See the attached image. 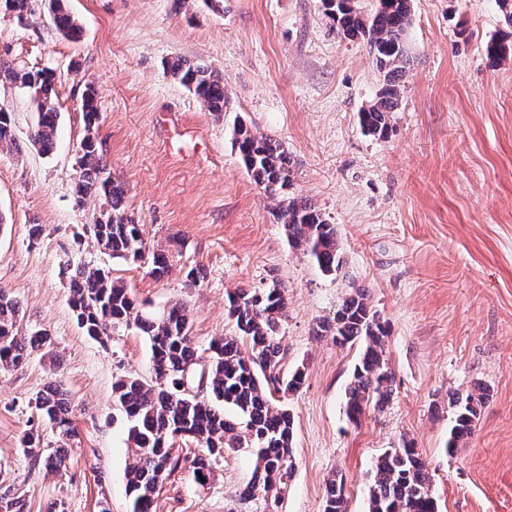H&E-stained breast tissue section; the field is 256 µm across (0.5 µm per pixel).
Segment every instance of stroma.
<instances>
[{
  "instance_id": "1",
  "label": "stroma",
  "mask_w": 512,
  "mask_h": 512,
  "mask_svg": "<svg viewBox=\"0 0 512 512\" xmlns=\"http://www.w3.org/2000/svg\"><path fill=\"white\" fill-rule=\"evenodd\" d=\"M82 28L62 37L48 0L23 19L0 14V60L56 75V147L28 139L35 107L26 89L0 84L14 149L0 148V286L19 301L26 331L47 330L54 359L33 355L0 371V488L14 486L31 512H130L127 427L114 406L117 378L153 375L147 340L113 329L87 336L69 308L65 259L111 271L139 308L175 303L192 314L199 351L235 333L224 299L278 282L288 299L283 372L305 381L282 397L294 418L292 477L276 512H323L332 474L348 512H368L373 460L413 439L433 479L439 512H512V56L493 62L487 42L512 34L496 0H412L410 63L394 130L365 133L358 114L382 81L366 45L338 35L323 0H66ZM223 72V118L167 72L173 57ZM98 91L97 147L123 181L127 208L148 243L181 246L168 276L112 259L88 226L103 206L77 199L85 83ZM282 141L292 192L338 229L342 266L322 273L289 246L267 197L232 146L235 123ZM42 227L39 238L30 225ZM199 268L200 282L186 273ZM367 289L387 321L383 355L394 395L347 422L344 394L358 348L314 336L351 289ZM52 381L70 391L77 434L63 478L31 469L20 438L31 405ZM482 383L490 399L473 435L448 454L454 391ZM254 461L225 451L207 485L189 468L163 484L155 512H263L242 505Z\"/></svg>"
}]
</instances>
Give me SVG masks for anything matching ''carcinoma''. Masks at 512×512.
Returning a JSON list of instances; mask_svg holds the SVG:
<instances>
[{"mask_svg":"<svg viewBox=\"0 0 512 512\" xmlns=\"http://www.w3.org/2000/svg\"><path fill=\"white\" fill-rule=\"evenodd\" d=\"M339 0L326 6L337 34L366 43L383 86L376 99L359 113L361 128L378 138L392 131L393 112L400 104V83L408 56L404 37L412 24L411 0H376L369 15ZM52 20L66 38L76 40L80 28L64 0H52ZM169 71L210 112L224 114L227 102L224 75L207 66L176 58ZM26 89L37 112L29 137L33 146L50 153L56 143L59 113L53 99V75L48 70H17L0 60V81ZM85 135L79 145V176L75 193L98 195L107 209L89 225L98 247L114 259L145 262L151 273L162 278L169 273L172 249L148 246L141 225L128 212L123 183L107 171L94 136L100 112L96 93L87 86L81 106ZM14 143L11 114L0 106V147ZM233 147L247 173L266 194L280 197L277 223L284 228L291 247L302 251L327 274L341 263V243L336 225L307 199L284 191L291 188L295 166L286 146L239 123L234 128ZM68 302L86 334L101 340L119 324H133L147 337L154 379L136 377L118 380L113 402L127 423L128 450L132 463L126 484L132 512H153L155 499L165 480L187 464L203 485L212 475L213 462L227 449L247 448L255 456L253 482L243 500H262L276 508L294 469L293 420L288 409L271 400L272 393H295L304 374L297 369L284 375L281 327L287 301L276 282L262 289L239 288L227 295V312L235 335L213 341L208 366L196 371L198 360L191 329V314L183 304H174L160 314L139 310L128 288L101 268H65ZM19 302L0 287V369L23 365L34 353L53 357L54 342L45 330L23 332ZM314 333L330 336L340 347L362 346L350 382L345 389L344 411L348 421L358 423L367 408H381L393 394V377L383 355L388 326L369 302L365 289L346 296L331 322H320ZM489 400V390L480 384L458 392L449 400L453 420L446 450L453 455L473 434L476 420ZM34 409L49 422L61 441L55 448L43 447L39 430L31 427L22 437L25 455L41 465L45 475L61 477L67 469L69 449L64 441L75 433L72 406L61 384L51 383L34 398ZM196 443L191 456L173 454L176 440ZM368 512H438L432 494L431 474L410 440L384 451L374 462L368 488ZM343 481L327 484L324 512H346ZM0 512H30L26 498L7 487L0 494Z\"/></svg>","mask_w":512,"mask_h":512,"instance_id":"obj_1","label":"carcinoma"}]
</instances>
